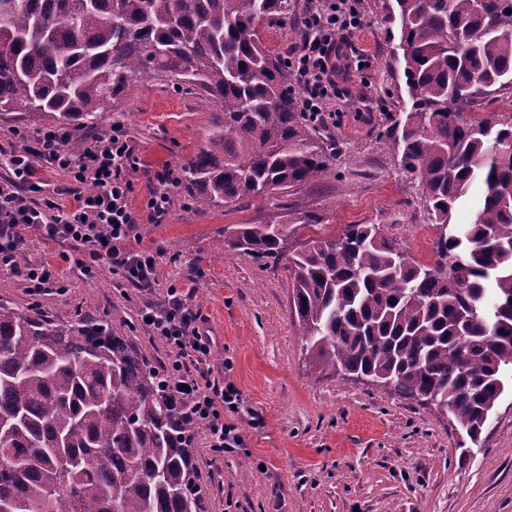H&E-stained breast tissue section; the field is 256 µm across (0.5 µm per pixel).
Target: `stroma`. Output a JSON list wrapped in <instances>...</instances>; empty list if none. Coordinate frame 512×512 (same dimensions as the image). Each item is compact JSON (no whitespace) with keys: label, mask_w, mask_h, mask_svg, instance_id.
Listing matches in <instances>:
<instances>
[{"label":"stroma","mask_w":512,"mask_h":512,"mask_svg":"<svg viewBox=\"0 0 512 512\" xmlns=\"http://www.w3.org/2000/svg\"><path fill=\"white\" fill-rule=\"evenodd\" d=\"M393 0H361L364 26L352 42L371 59L351 70L356 95L337 124L322 132L333 146L329 169L305 184L221 207L199 208L186 185L170 191L160 224L146 204L164 169L181 168L206 143L214 111L202 98L148 80L135 83L118 110L104 113L101 130L124 127L137 165L129 170L131 201L139 219L130 248L157 254L156 291L147 294L112 270L107 257L24 232V260L50 264L60 286L28 291L20 274L0 269V303L57 322L104 319L121 328L153 366L174 354L141 323L145 303L167 289L185 291L213 339L203 368L232 381L245 412L235 421L244 445L211 460L206 432L194 447L207 512H512V391H506L478 442L448 417L400 398L393 390L360 383L316 366L305 351L290 309L284 268H265L231 250L224 230L236 224L280 222L297 226L288 246L337 236L349 224H375L418 262L429 261L436 237L417 182L405 175L379 141L389 113L410 102L395 53L400 28L387 19ZM306 0H288L286 20L264 23L270 54L286 58L301 38L297 24ZM318 222L302 226L303 212ZM90 267L81 275L79 266ZM261 425H253L252 417Z\"/></svg>","instance_id":"obj_1"}]
</instances>
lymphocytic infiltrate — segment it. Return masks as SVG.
Listing matches in <instances>:
<instances>
[{
  "label": "lymphocytic infiltrate",
  "instance_id": "lymphocytic-infiltrate-1",
  "mask_svg": "<svg viewBox=\"0 0 512 512\" xmlns=\"http://www.w3.org/2000/svg\"><path fill=\"white\" fill-rule=\"evenodd\" d=\"M304 36L288 51V67L297 77L301 106L315 121H336V101L344 91L340 77L360 65L361 58L351 38L363 25L359 0H309L302 19ZM66 134L38 131L32 144L8 154L7 178L0 181V268L22 270L31 293L45 291L52 274L48 263L16 265L22 242L21 229L35 228L47 240L63 239L92 254H106L120 268L123 278L141 291L151 292L156 283V256L148 249L130 250L137 215L131 203L128 172L136 164L134 148L121 126L93 138L80 153L66 147ZM70 174L75 183L73 202L43 195L36 179L39 165ZM152 336L175 354L165 376L172 391L183 398L192 421L205 426L209 451L223 457L225 449L240 447L243 437L236 425L225 422V412H238L243 402L232 382L192 374L185 359L208 360L213 340L200 330V316L183 293L171 288L162 305H146Z\"/></svg>",
  "mask_w": 512,
  "mask_h": 512
}]
</instances>
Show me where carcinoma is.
<instances>
[{
    "label": "carcinoma",
    "mask_w": 512,
    "mask_h": 512,
    "mask_svg": "<svg viewBox=\"0 0 512 512\" xmlns=\"http://www.w3.org/2000/svg\"><path fill=\"white\" fill-rule=\"evenodd\" d=\"M410 110L381 143L418 178L435 259L373 224L286 253L295 229H227L229 246L284 264L312 358L377 378L448 414L473 442L512 374V112L472 116L481 80L512 91V0H394ZM288 0H0V115L78 129L116 108L133 78L199 91L218 107L182 166L199 207L293 188L329 167L258 25ZM475 220L451 223L473 183ZM460 266L456 282L438 268ZM0 512H205L196 425L162 374L112 324L56 323L0 304Z\"/></svg>",
    "instance_id": "cac0c4a2"
}]
</instances>
